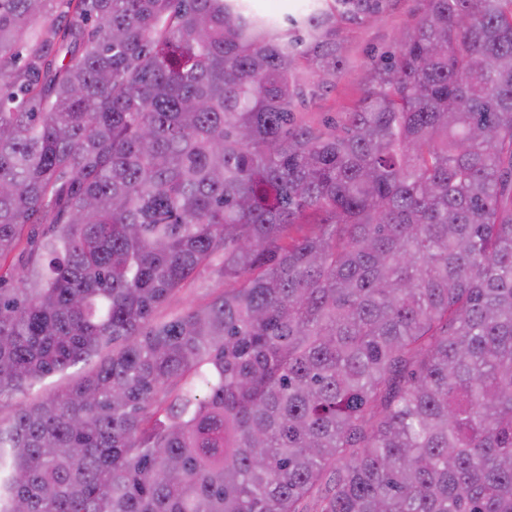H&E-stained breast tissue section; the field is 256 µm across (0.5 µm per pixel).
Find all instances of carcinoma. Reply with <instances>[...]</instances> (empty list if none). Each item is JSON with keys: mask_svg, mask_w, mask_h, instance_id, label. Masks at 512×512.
Instances as JSON below:
<instances>
[{"mask_svg": "<svg viewBox=\"0 0 512 512\" xmlns=\"http://www.w3.org/2000/svg\"><path fill=\"white\" fill-rule=\"evenodd\" d=\"M391 2L0 0V512H512V0L300 119ZM224 287V282L215 272V266L200 269L195 275L190 288L184 289L172 298L160 311V316H168L183 311L190 303L203 301L217 288ZM91 369L90 365L83 363L77 364L63 373H57L45 378L38 383L27 396V400L31 401L37 398H45L58 393L68 385L73 384L80 376Z\"/></svg>", "mask_w": 512, "mask_h": 512, "instance_id": "carcinoma-1", "label": "carcinoma"}]
</instances>
